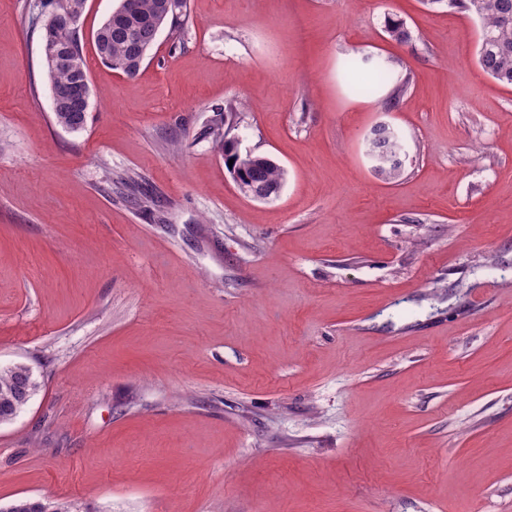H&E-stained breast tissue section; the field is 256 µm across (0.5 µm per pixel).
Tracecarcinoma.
Returning a JSON list of instances; mask_svg holds the SVG:
<instances>
[{
	"instance_id": "1",
	"label": "carcinoma",
	"mask_w": 512,
	"mask_h": 512,
	"mask_svg": "<svg viewBox=\"0 0 512 512\" xmlns=\"http://www.w3.org/2000/svg\"><path fill=\"white\" fill-rule=\"evenodd\" d=\"M429 7L448 5L468 10L479 27L477 61L482 70L499 83L512 86V0H423ZM188 0H120L112 17L103 21L94 33V46L102 63L127 76L136 75L154 45L159 29L169 27L180 31L187 23ZM385 31L390 38L402 43L410 38L405 23L400 19L385 18ZM50 37L63 49L71 50L66 61L54 69H47L50 85H68L78 77L88 75L82 53L79 31L53 32ZM345 77L351 89L360 94H371L376 87L387 83L389 69L376 63L364 68L355 62L345 66ZM56 124L71 132L84 128L86 113L71 106L53 110ZM215 145L224 157L233 160L247 185L279 192L287 181L286 169L275 160L254 155L245 157L236 152L230 140L215 138ZM400 150L393 133L385 127H375L366 141V153L376 159L374 171L393 177L401 170L396 162ZM38 389L30 369L22 364L0 367V419L21 411L25 400ZM6 512H70L69 506L59 502H43L19 498L6 506Z\"/></svg>"
}]
</instances>
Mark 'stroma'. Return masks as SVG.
<instances>
[{
	"label": "stroma",
	"mask_w": 512,
	"mask_h": 512,
	"mask_svg": "<svg viewBox=\"0 0 512 512\" xmlns=\"http://www.w3.org/2000/svg\"><path fill=\"white\" fill-rule=\"evenodd\" d=\"M35 0H0V503L73 512H512V86L422 0H189L57 125ZM411 33L397 43L385 14ZM405 90L359 97L342 64ZM386 120L409 159L364 156ZM288 172L246 197L211 134ZM129 183L113 192L120 180ZM37 389L38 383L26 365L0 367V421L15 409L23 410L25 400L32 398ZM1 512H70V508L65 503L43 502L32 498H19L14 500Z\"/></svg>",
	"instance_id": "obj_1"
}]
</instances>
